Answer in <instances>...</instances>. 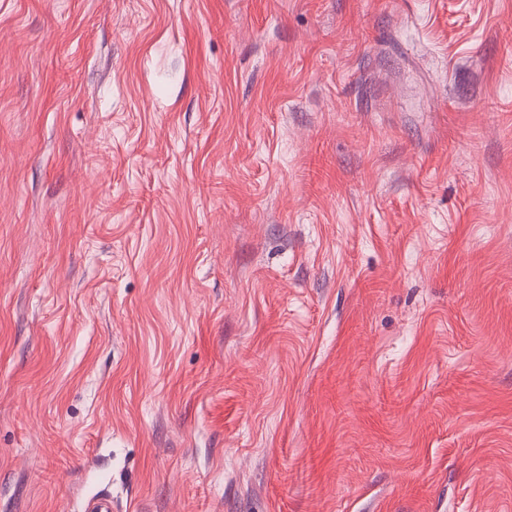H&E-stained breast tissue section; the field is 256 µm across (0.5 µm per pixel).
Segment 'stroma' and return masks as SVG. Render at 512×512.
Returning <instances> with one entry per match:
<instances>
[{"instance_id":"1","label":"stroma","mask_w":512,"mask_h":512,"mask_svg":"<svg viewBox=\"0 0 512 512\" xmlns=\"http://www.w3.org/2000/svg\"><path fill=\"white\" fill-rule=\"evenodd\" d=\"M512 512V0H0V512Z\"/></svg>"}]
</instances>
